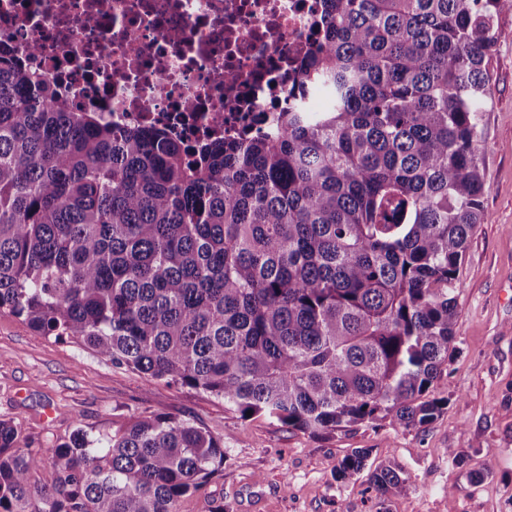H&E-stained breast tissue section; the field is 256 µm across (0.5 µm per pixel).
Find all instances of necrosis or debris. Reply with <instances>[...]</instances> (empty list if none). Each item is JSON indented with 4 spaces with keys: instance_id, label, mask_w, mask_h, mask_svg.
Returning <instances> with one entry per match:
<instances>
[{
    "instance_id": "4bbe7bcc",
    "label": "necrosis or debris",
    "mask_w": 512,
    "mask_h": 512,
    "mask_svg": "<svg viewBox=\"0 0 512 512\" xmlns=\"http://www.w3.org/2000/svg\"><path fill=\"white\" fill-rule=\"evenodd\" d=\"M323 10L324 0H0V43L103 121L216 141L274 121Z\"/></svg>"
}]
</instances>
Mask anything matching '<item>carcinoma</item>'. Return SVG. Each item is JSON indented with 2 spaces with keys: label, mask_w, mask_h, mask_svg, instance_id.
Wrapping results in <instances>:
<instances>
[{
  "label": "carcinoma",
  "mask_w": 512,
  "mask_h": 512,
  "mask_svg": "<svg viewBox=\"0 0 512 512\" xmlns=\"http://www.w3.org/2000/svg\"><path fill=\"white\" fill-rule=\"evenodd\" d=\"M325 2L299 88L327 107L198 147L74 109L0 46V312L242 419L313 436L430 423L512 0ZM368 457L336 480L366 471L386 503L407 479ZM228 459L165 414L49 448L0 420V512H178Z\"/></svg>",
  "instance_id": "cac0c4a2"
}]
</instances>
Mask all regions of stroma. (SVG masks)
<instances>
[{
  "mask_svg": "<svg viewBox=\"0 0 512 512\" xmlns=\"http://www.w3.org/2000/svg\"><path fill=\"white\" fill-rule=\"evenodd\" d=\"M506 38L490 58L493 96L482 116L484 218L459 271L456 351L429 395L445 399L415 429L359 426L313 437L276 419L225 412L223 400L147 381L131 368L70 341L44 336L0 313V420L44 445L75 426L98 434L132 414L163 413L200 423L231 454L223 477L184 497L179 512H378L366 477L342 484L338 462L354 449L369 465L408 479L390 512H512V10L497 18ZM485 474L472 483L469 470Z\"/></svg>",
  "mask_w": 512,
  "mask_h": 512,
  "instance_id": "obj_1",
  "label": "stroma"
}]
</instances>
